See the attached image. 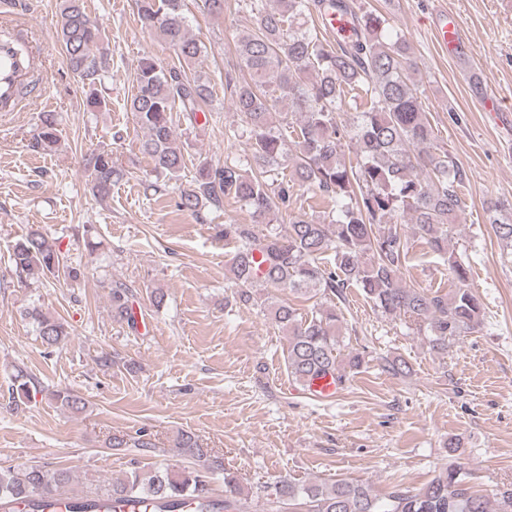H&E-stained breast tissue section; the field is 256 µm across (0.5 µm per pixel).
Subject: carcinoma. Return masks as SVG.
<instances>
[{
    "label": "carcinoma",
    "instance_id": "obj_1",
    "mask_svg": "<svg viewBox=\"0 0 512 512\" xmlns=\"http://www.w3.org/2000/svg\"><path fill=\"white\" fill-rule=\"evenodd\" d=\"M280 2L281 10L267 7L264 0H251L253 29L237 43L239 73L224 72L225 87L245 123L260 170L228 158L222 166L201 164L182 190L178 207L199 214L203 207H218L232 196L249 207L255 224L265 225L258 231L254 224H226L224 239L238 244L233 258L236 298L268 312L287 333L285 365L297 383L306 386L328 374L344 383L361 367L358 354L340 358L341 316L334 299H343L351 287L360 289L382 314L423 328L431 349L446 353L452 342L481 324L484 308L469 283L464 260L448 249V229L459 223L463 211L460 187L466 174L447 151L430 150L436 135L411 82L410 47L384 17L362 10L355 0ZM137 9L141 21L161 35L178 61L164 68L153 56L142 57L129 101L133 122L145 134L142 151L151 158L156 176L171 180L187 169L174 139L173 113L193 122L212 97L209 82L188 73L204 44L187 30L184 0H137ZM338 15L347 18L350 33L336 38L333 46L320 27ZM56 35L67 66L92 86L87 109L98 111L105 98L96 80L105 61L92 52L100 29L91 23L85 0H60ZM272 81L280 90L276 98L266 90ZM349 94L370 101L350 127L336 118ZM284 99L296 117L289 140L275 131L278 104ZM346 137L355 146L354 163L339 152ZM56 143V117L48 113L41 118L35 147L46 149ZM288 160L293 162L289 173L271 181L265 178V170ZM87 165L91 192L100 199L125 177L107 151L91 153ZM304 185L334 200L329 221L290 214L287 227L274 223L275 216L288 210L295 187ZM401 212L411 214L414 235L448 265L455 280L450 292L402 284L410 242L398 224ZM256 250L265 263L261 273ZM11 263L26 280L81 275L80 268L64 262L60 243L37 229L12 245ZM259 280L322 302L304 318L288 300L254 294ZM112 310L134 322L127 289L112 290ZM25 317L48 348L69 335L67 325L36 306L26 309ZM380 367L395 377L412 371L402 357H383ZM53 398L72 413L85 407L83 399L68 389L55 391ZM175 446L193 464L174 469L163 464L139 467L134 462L123 477L75 502L72 512H93L101 497L111 499L118 509L137 505L139 512H242V489L224 469L221 457L188 431L177 434ZM108 447L156 449L145 432L134 441L114 433ZM219 473L224 474L222 499L215 498L211 488ZM69 482L66 469L0 467V512H17L21 506L26 512H41L42 503ZM272 496L270 504L278 512H288L297 500L308 512H512V485L481 495L469 486L461 461L441 468L419 488L397 485L381 498L344 479L305 485L283 478L275 483Z\"/></svg>",
    "mask_w": 512,
    "mask_h": 512
}]
</instances>
